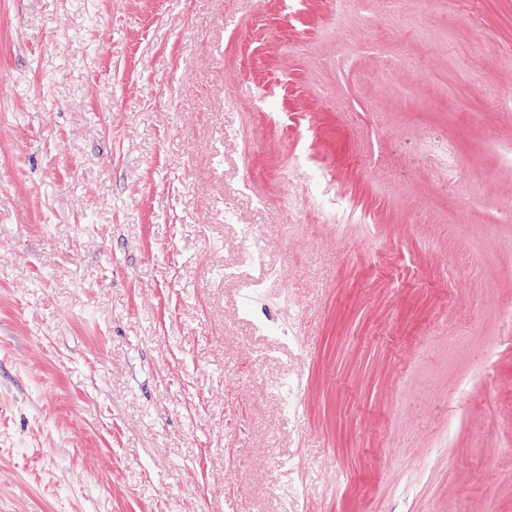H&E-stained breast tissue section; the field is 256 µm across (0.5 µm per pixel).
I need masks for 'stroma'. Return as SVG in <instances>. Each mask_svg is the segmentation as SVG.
<instances>
[{"instance_id": "stroma-1", "label": "stroma", "mask_w": 512, "mask_h": 512, "mask_svg": "<svg viewBox=\"0 0 512 512\" xmlns=\"http://www.w3.org/2000/svg\"><path fill=\"white\" fill-rule=\"evenodd\" d=\"M507 198L512 0H0V512H512Z\"/></svg>"}]
</instances>
